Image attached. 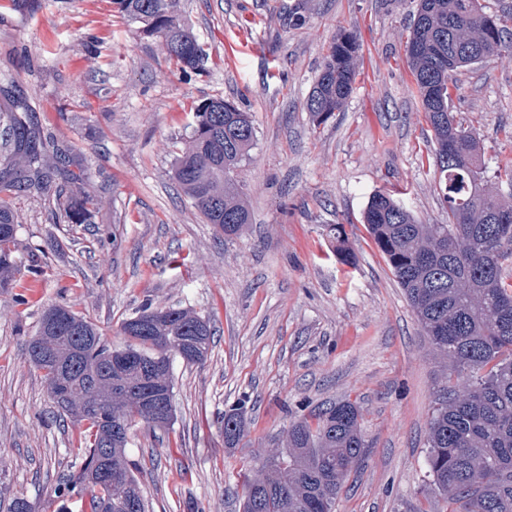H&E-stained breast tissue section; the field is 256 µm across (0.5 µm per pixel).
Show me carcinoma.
I'll return each instance as SVG.
<instances>
[{"mask_svg":"<svg viewBox=\"0 0 512 512\" xmlns=\"http://www.w3.org/2000/svg\"><path fill=\"white\" fill-rule=\"evenodd\" d=\"M178 2L113 0L137 32L163 39L174 70H198L208 48L182 20ZM356 51L353 33L340 32L307 99L313 122H326L351 96ZM503 51H512V32L485 14L479 0H418L405 54L434 132L448 223H420L386 191L370 198L362 216L423 332L454 373L437 392L426 435L429 476L445 512H512V282L504 275L512 255V200L489 192L479 141L450 107L452 76ZM225 103L214 97L192 105L189 141L176 158L174 179L206 223L232 236L250 221L231 173L247 158L255 128L248 113L230 112ZM0 124L13 142L0 169L4 288L17 268L19 220L3 197L28 182L49 191L62 150L52 137L32 133L17 111L1 113ZM56 206L71 223L87 224L94 199L85 192L58 194ZM120 331L124 344L112 347L93 322L54 305L28 342L34 365L47 354L55 359L60 391L50 396L57 408L86 425L81 467L62 495H90L80 501L89 512H146L126 460L130 429L136 421L170 426L173 360L200 363L213 340L209 320L173 306L146 305ZM159 399L164 413L147 417L143 407ZM222 424L224 445L237 447L247 435L240 409L224 411ZM364 455L356 405L331 404L312 423H292L286 450L246 478L242 512H334L343 483ZM104 469L118 472L120 482L105 481Z\"/></svg>","mask_w":512,"mask_h":512,"instance_id":"cac0c4a2","label":"carcinoma"}]
</instances>
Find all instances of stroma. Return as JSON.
<instances>
[{
	"label": "stroma",
	"mask_w": 512,
	"mask_h": 512,
	"mask_svg": "<svg viewBox=\"0 0 512 512\" xmlns=\"http://www.w3.org/2000/svg\"><path fill=\"white\" fill-rule=\"evenodd\" d=\"M209 48L202 71L171 74L159 37L137 34L112 0H43L20 16L0 0V111L67 151L96 209L57 222L33 189L12 192L17 269L0 288V499L57 512L80 468L83 427L53 403L26 345L63 304L122 346L143 304L209 319L205 361L173 362L174 420L137 423L126 457L148 512H240L244 475L287 446L291 422L332 403L359 411L368 445L335 512H439L426 431L446 370L362 222L379 190L424 224H444L435 141L405 55L417 0H180ZM357 42L354 90L313 124L307 98L336 35ZM451 109L480 138L489 170L512 163V53L461 70ZM252 118L234 177L251 221L224 236L173 179L190 103L214 96ZM343 225L344 263L326 236ZM245 402L249 434L224 445L222 416Z\"/></svg>",
	"instance_id": "1"
}]
</instances>
